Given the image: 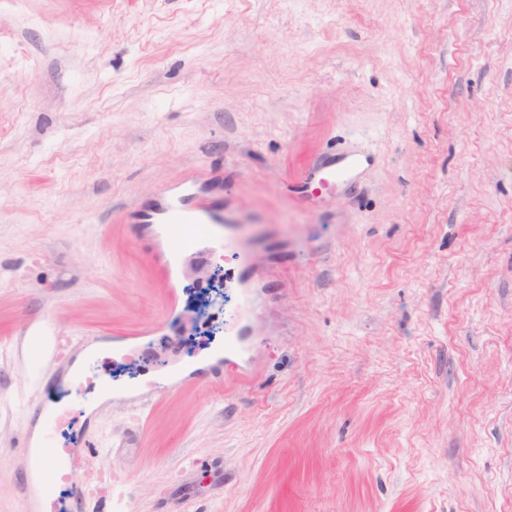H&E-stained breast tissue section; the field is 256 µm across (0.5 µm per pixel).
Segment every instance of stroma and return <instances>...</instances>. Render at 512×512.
Masks as SVG:
<instances>
[{"label":"stroma","mask_w":512,"mask_h":512,"mask_svg":"<svg viewBox=\"0 0 512 512\" xmlns=\"http://www.w3.org/2000/svg\"><path fill=\"white\" fill-rule=\"evenodd\" d=\"M191 178L260 259L241 354L228 256L179 259V307L212 301L167 322L139 216ZM145 328L83 415L123 497L80 512H512V0H0V512L66 395L30 337ZM217 351L223 388L135 407ZM361 164L357 154H347L340 158L324 159L305 171L304 187L309 195L324 187L335 184L336 180L347 181Z\"/></svg>","instance_id":"1"}]
</instances>
